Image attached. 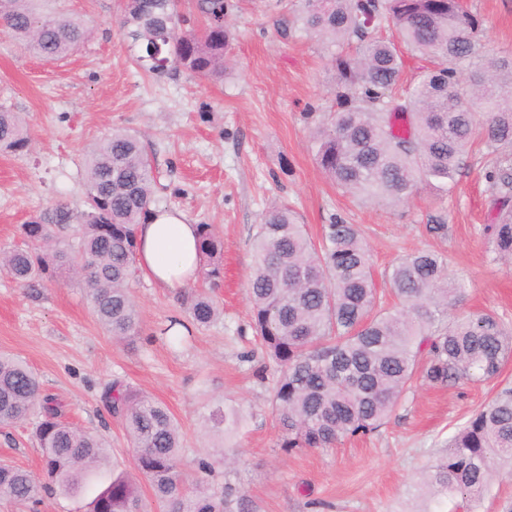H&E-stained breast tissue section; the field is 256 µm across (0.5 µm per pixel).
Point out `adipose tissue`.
<instances>
[{"instance_id": "adipose-tissue-1", "label": "adipose tissue", "mask_w": 512, "mask_h": 512, "mask_svg": "<svg viewBox=\"0 0 512 512\" xmlns=\"http://www.w3.org/2000/svg\"><path fill=\"white\" fill-rule=\"evenodd\" d=\"M198 225L176 209H151L137 226V267L147 280L176 292L195 282L202 256Z\"/></svg>"}]
</instances>
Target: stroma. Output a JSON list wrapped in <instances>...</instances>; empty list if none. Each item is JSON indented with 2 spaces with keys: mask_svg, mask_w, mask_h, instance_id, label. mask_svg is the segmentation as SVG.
<instances>
[{
  "mask_svg": "<svg viewBox=\"0 0 512 512\" xmlns=\"http://www.w3.org/2000/svg\"><path fill=\"white\" fill-rule=\"evenodd\" d=\"M466 2L482 22L481 42L512 54V0ZM237 3L229 17L234 67L210 81L180 67L160 77L137 67L117 26L121 0H62L92 33L57 61L30 55L0 25V108L20 113L29 132L23 151H0V248L20 246L19 226L56 204L80 214L84 155L116 128L149 148L160 207L214 225L224 240V282L214 293L224 314L184 345L160 335L185 316L179 294L138 277L140 335L128 346L98 324L82 284L63 267L58 281L33 287L0 272V351L24 358L67 421L101 435L120 468L130 469L133 450L100 402L117 377L169 408L189 460L222 444L205 428L211 411L237 408L239 464L228 478L243 483L254 512H421L430 467L476 410L512 388V360L491 380L417 384L374 434L284 453L268 383L257 363L241 359L256 348L246 293L251 238L275 202L294 208L315 237L337 217L358 225L388 306L386 268L416 250L446 251L450 276L467 285L454 315L490 309L512 328V267L497 260L485 231L497 218L486 178L496 157L477 152L446 195L424 187L394 207L353 200L318 168L310 136L336 108L335 46L303 32L298 0ZM435 219L447 224V241L426 234ZM0 459L38 471L29 425L0 428Z\"/></svg>",
  "mask_w": 512,
  "mask_h": 512,
  "instance_id": "obj_1",
  "label": "stroma"
}]
</instances>
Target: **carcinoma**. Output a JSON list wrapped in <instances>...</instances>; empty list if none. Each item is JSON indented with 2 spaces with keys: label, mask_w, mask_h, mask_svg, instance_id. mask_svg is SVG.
Wrapping results in <instances>:
<instances>
[{
  "label": "carcinoma",
  "mask_w": 512,
  "mask_h": 512,
  "mask_svg": "<svg viewBox=\"0 0 512 512\" xmlns=\"http://www.w3.org/2000/svg\"><path fill=\"white\" fill-rule=\"evenodd\" d=\"M44 0H0L21 45L44 61L79 49L89 35L72 15L43 12ZM234 0H201L206 25L183 29L177 0H123L120 29L136 64L156 75L150 61L161 50L169 66L202 79H220L233 39L227 17ZM298 20L313 37L351 52L332 56L336 72L333 115L311 130L314 160L342 191L363 202L398 206L419 189L450 192L475 140L496 154L487 175L499 221L487 231L499 258L512 262V55L487 49L480 19L463 0H301ZM393 27L401 40L435 66L420 72L404 98L395 97L403 60L379 32ZM29 138L22 117L0 109V148L22 151ZM82 222L58 205L22 224L24 247L0 255V268L24 286L57 277L64 256L76 261L97 321L119 341L139 338L131 296L136 272V229L155 199V170L140 138L114 131L84 164ZM203 278L218 286L224 242L199 225ZM254 263L247 294L251 327L271 371L269 402L284 451L332 448L345 438L377 432L403 395L420 380L456 385L496 376L512 357V332L492 310L448 316L465 294L448 274L447 254L419 250L385 273L398 303L379 301L369 249L358 227L342 220L311 238L296 211L273 204L252 239ZM187 320L171 339L222 314L204 289L180 291ZM106 411L134 448V470H105L106 444L64 421L62 404L43 393L35 370L0 353V427L37 420L41 474L0 463V499L38 505L60 496L86 500V512H145L140 481L148 483L158 512H253L248 496L226 483L209 484L227 459L195 460L201 478L190 485L180 426L162 402L115 378L101 394ZM212 427L233 436L241 418L216 408ZM512 463V389L481 407L449 441L426 484L430 503L457 494L476 502L488 491L495 465Z\"/></svg>",
  "instance_id": "cac0c4a2"
}]
</instances>
